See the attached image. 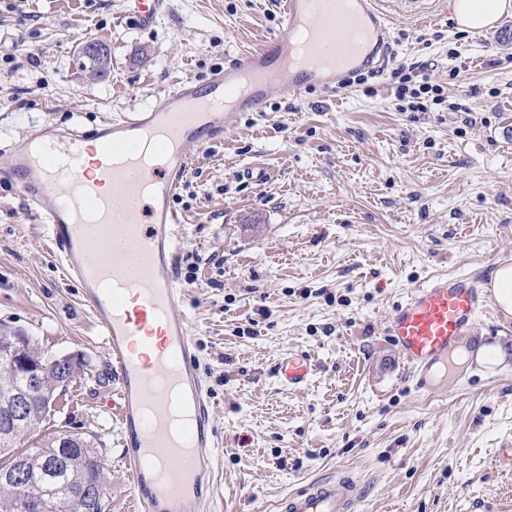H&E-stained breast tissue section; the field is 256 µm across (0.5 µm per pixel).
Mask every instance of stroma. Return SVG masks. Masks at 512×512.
Segmentation results:
<instances>
[{"label": "stroma", "instance_id": "35a3bbf8", "mask_svg": "<svg viewBox=\"0 0 512 512\" xmlns=\"http://www.w3.org/2000/svg\"><path fill=\"white\" fill-rule=\"evenodd\" d=\"M129 5L0 0V164L37 131H88L205 80L282 23L277 0H167L151 27ZM92 39L112 49L102 81L79 51ZM391 52L332 99L233 113L174 197L178 282L223 438L215 512H280L301 482L342 469L369 486L359 512H512V467L497 460L512 438V315L495 307L476 325L499 374L436 395L414 388L385 334L394 304L431 277L512 262V11L480 32L443 14L398 21ZM415 61L464 111H401L391 71ZM253 163L268 181L245 176ZM43 236L0 181V324L83 356L52 422L95 438L110 512H134L112 369ZM291 350L316 364L296 391L274 373Z\"/></svg>", "mask_w": 512, "mask_h": 512}]
</instances>
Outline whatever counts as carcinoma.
I'll list each match as a JSON object with an SVG mask.
<instances>
[{
	"label": "carcinoma",
	"mask_w": 512,
	"mask_h": 512,
	"mask_svg": "<svg viewBox=\"0 0 512 512\" xmlns=\"http://www.w3.org/2000/svg\"><path fill=\"white\" fill-rule=\"evenodd\" d=\"M22 384L20 377L0 365V394ZM41 412L36 399L26 419L5 424L0 408V472L11 466L17 453L27 455L32 464L25 481L0 480V512H34L37 504L45 506L44 512H89V504L75 489L106 482L102 456L86 437L69 440L59 431L39 430Z\"/></svg>",
	"instance_id": "cac0c4a2"
}]
</instances>
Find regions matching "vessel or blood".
Here are the masks:
<instances>
[{"label": "vessel or blood", "mask_w": 512, "mask_h": 512, "mask_svg": "<svg viewBox=\"0 0 512 512\" xmlns=\"http://www.w3.org/2000/svg\"><path fill=\"white\" fill-rule=\"evenodd\" d=\"M432 2L396 0L392 14L379 0H284L278 32L206 84L185 81L90 135H33L0 172L46 224V250L103 338L138 512H210L217 486L214 404L174 273L177 188L199 152L223 143L230 112H261L272 96L301 97L313 88L335 95L352 66L390 55L395 15L423 16ZM132 6L148 26L165 0ZM490 303L479 278L457 274L429 280L393 307L385 333L418 391L442 393L479 371L477 359L458 366L453 357L476 346V323ZM314 371L308 354L291 351L276 376L300 389ZM366 494L359 477L340 472L293 490L280 512H356Z\"/></svg>", "instance_id": "1"}]
</instances>
